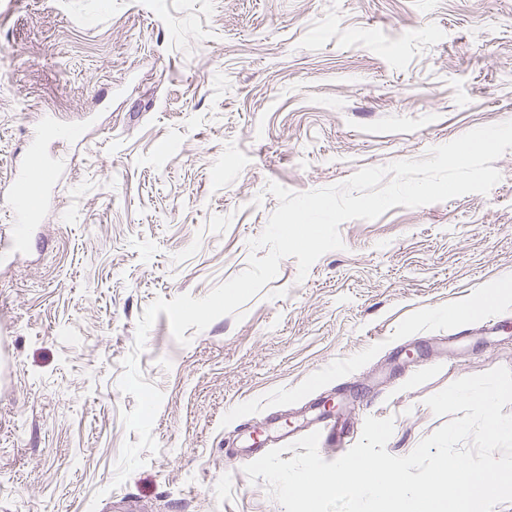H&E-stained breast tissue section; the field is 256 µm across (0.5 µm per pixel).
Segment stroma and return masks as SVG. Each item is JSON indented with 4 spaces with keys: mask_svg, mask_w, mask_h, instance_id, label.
<instances>
[{
    "mask_svg": "<svg viewBox=\"0 0 512 512\" xmlns=\"http://www.w3.org/2000/svg\"><path fill=\"white\" fill-rule=\"evenodd\" d=\"M510 120L512 0H0V192L32 146L52 168L0 259V512H285L244 468L291 459L311 400L355 442L393 418L386 449L410 454L447 422L429 396L512 369V148L488 193L344 222L343 249L303 279L283 259L189 344L159 314L138 356L159 451L118 485L122 361L156 299L247 268L269 183L342 184Z\"/></svg>",
    "mask_w": 512,
    "mask_h": 512,
    "instance_id": "stroma-1",
    "label": "stroma"
}]
</instances>
